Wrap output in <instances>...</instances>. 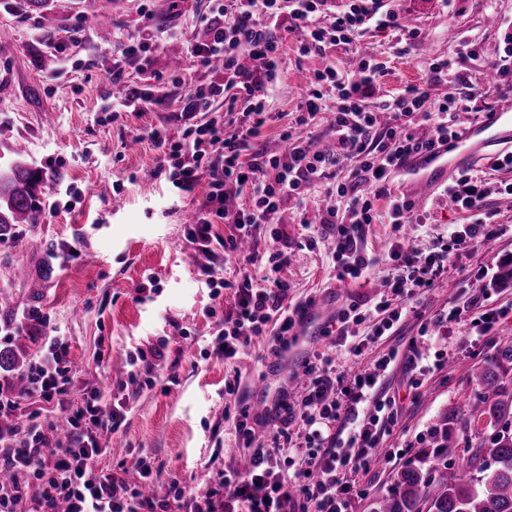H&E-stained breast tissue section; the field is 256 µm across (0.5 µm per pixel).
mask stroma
I'll return each mask as SVG.
<instances>
[{"instance_id":"stroma-1","label":"stroma","mask_w":512,"mask_h":512,"mask_svg":"<svg viewBox=\"0 0 512 512\" xmlns=\"http://www.w3.org/2000/svg\"><path fill=\"white\" fill-rule=\"evenodd\" d=\"M20 0H0V167L11 162L39 170L37 223L7 230L0 237V289L13 297L0 309L9 327L16 309L40 307L45 324L20 331L0 345V377L11 380L39 358L41 339L65 337L72 365L62 405L33 399L29 410L51 419L84 406L92 395L121 406L124 421L100 438L98 466L121 475L139 459L150 461L156 476L153 493L167 501L166 512H183L169 498L172 483L205 487L209 474L238 463L239 451L224 415V385L246 389L275 384L278 359L256 340L235 360L210 355L232 289L213 297L193 263L185 214L195 212L201 194L178 195L166 177L154 176L159 151L151 139L160 130L176 139L182 125L173 108L193 87L221 80L187 56L191 45L206 42L201 20L207 0H112V38L101 40L87 17L99 0H49L45 9H20ZM417 31L403 43L401 30L369 25L357 47L337 46L325 57L299 54L301 35L289 22L275 29L282 65L279 81L267 93V109L282 121L264 126L258 143L278 142L282 123L291 122L302 104L311 74L323 63L357 74L356 48L384 66L374 95L384 99L410 86L428 87L438 98L458 99V124L477 121L478 103L496 106L512 100V70L495 81L487 76L504 57V34L512 27V0H380ZM474 42L478 56H462L461 42ZM140 45L137 63L120 52ZM183 57L176 69L172 58ZM437 60L452 63L450 74H431ZM480 88L481 102L463 99V82ZM147 96L139 112L116 111L121 96ZM60 208H53V201ZM494 223L505 232L494 254H465L463 274L422 294L426 317L448 315L473 289L494 286L490 305L512 306V197L486 201ZM467 213L452 210L444 188L430 192L416 222L401 230L419 249L434 238L450 237ZM302 210L284 204L279 222L291 260L280 276L293 300L312 299L321 319L350 300L374 297L384 266L338 287L328 265L327 243L308 247ZM154 286H146L147 278ZM512 344V314L499 319L490 335H469L464 326L446 323L418 345L426 362L447 353L448 368L421 375L417 399H405L397 425L387 438L405 456L363 476L367 494L359 512L393 489L398 471L409 465L433 476L452 474L475 443L470 405L484 396L472 379L475 367L494 361ZM137 372L138 384L128 382ZM447 422L457 448L455 459L436 457L435 425Z\"/></svg>"}]
</instances>
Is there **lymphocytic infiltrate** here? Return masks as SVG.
Here are the masks:
<instances>
[{
  "label": "lymphocytic infiltrate",
  "instance_id": "lymphocytic-infiltrate-1",
  "mask_svg": "<svg viewBox=\"0 0 512 512\" xmlns=\"http://www.w3.org/2000/svg\"><path fill=\"white\" fill-rule=\"evenodd\" d=\"M328 2L210 0L206 22L211 37L192 45L189 54L204 68L212 60H222L224 79L196 86L176 102L182 122L178 140L159 130L152 135L160 151L159 167L168 171L178 193L204 190L189 231L199 252L210 258L218 246L228 253L245 244L254 251L264 243L270 246L262 278L243 271L229 281L217 277L210 262L200 270L208 285L231 288L235 296L212 345L217 357L237 358L259 336L267 337L272 355L287 350L309 304L288 299V284L280 271L290 257L279 246L282 232L276 218L288 201L306 207L312 190L324 180L335 179L336 202L319 211L317 221H304L308 243L329 241L328 257L340 281L358 279L379 263L387 265L376 303L351 301L337 312L335 327L323 328L326 345L307 354L297 389L281 385L271 407L258 413L238 383H225L235 437L244 445L248 465L216 473L213 487L203 491L173 487L174 500L184 503L187 512H357L366 495L362 476L399 454L383 441L401 414L396 397L385 393L384 380L399 367L408 375V390L419 388L417 344L429 328L420 326L418 335L358 371L338 368L336 349L346 345L353 355H361V345H349L348 340L365 322L370 325V342L399 335L406 318L418 315V297L447 278L455 256L479 252L498 239L499 229L487 222L483 211L486 198L512 195V183L494 185L461 171L446 194L449 205L470 212L471 220L457 226L450 242L434 243L423 252L398 237L386 260L369 254L364 240L377 200L387 199V217L398 228L415 211L412 199L392 194L390 174L411 154L445 147L460 135L456 98L432 99L424 87H410L367 106L381 75L380 65L369 55L361 56L355 80L329 64L314 70L303 112L279 134L286 144L284 152L257 145L260 129L271 118L261 94L279 77V44L272 32L282 20L302 30L299 52L304 56L354 44L375 18L387 25L397 23V12H381L378 0H344L337 11L330 10ZM245 56L257 60V67L245 68ZM330 92L336 95L330 119L335 142L332 148L318 150L297 129L315 120ZM218 96L229 105H241V112L228 120L214 115L212 102ZM246 186L251 189V205L230 208L229 200ZM223 223L232 225L233 232L220 240L214 227ZM490 299L488 289H480L453 307L451 322L466 325L470 335H487L507 312L503 306L490 308ZM67 356L61 337H47L39 362L27 371L24 390L0 383V469L12 475L10 482L0 481V512H22L31 480L41 487L32 512H55L61 501L66 512H155V496L144 491L153 482L149 464L138 463L136 483L97 466V434L116 430L123 421L119 409L105 408L99 396H92L84 407L62 417V434L55 438L46 435L39 414L28 411L26 403L34 398L62 402L70 381ZM261 425L272 426L271 438L257 435Z\"/></svg>",
  "mask_w": 512,
  "mask_h": 512
}]
</instances>
